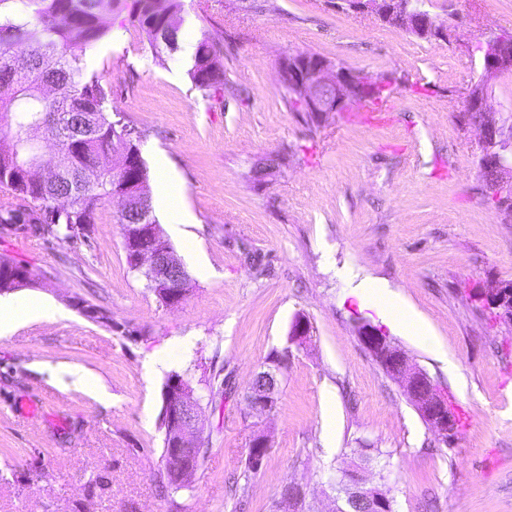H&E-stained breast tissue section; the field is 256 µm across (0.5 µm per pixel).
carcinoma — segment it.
Listing matches in <instances>:
<instances>
[{
    "instance_id": "1",
    "label": "carcinoma",
    "mask_w": 512,
    "mask_h": 512,
    "mask_svg": "<svg viewBox=\"0 0 512 512\" xmlns=\"http://www.w3.org/2000/svg\"><path fill=\"white\" fill-rule=\"evenodd\" d=\"M112 0H0V231L23 230L35 237L72 239L95 223L97 210L116 190L132 191L148 171L132 163L123 145L131 131L112 129L109 90L102 77L82 70L85 50L108 33L100 9ZM33 13H28L31 5ZM179 0H130V14L145 30L155 53L177 48ZM24 45L26 65H14ZM204 91L224 85V62L212 44L201 42L190 70ZM55 86L59 94L46 95ZM56 141L69 168L81 179L36 181L27 172L29 145L38 136ZM67 197L68 206L57 205Z\"/></svg>"
}]
</instances>
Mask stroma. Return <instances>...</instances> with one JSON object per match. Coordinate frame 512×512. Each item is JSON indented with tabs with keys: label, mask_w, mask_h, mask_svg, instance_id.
Returning <instances> with one entry per match:
<instances>
[{
	"label": "stroma",
	"mask_w": 512,
	"mask_h": 512,
	"mask_svg": "<svg viewBox=\"0 0 512 512\" xmlns=\"http://www.w3.org/2000/svg\"><path fill=\"white\" fill-rule=\"evenodd\" d=\"M183 0L194 32L220 50L225 87L202 91L180 51L154 59L119 0L91 52L112 110L135 126L146 166L172 163L192 223L171 238L189 276L178 306L162 304L129 269L118 205L89 236L0 234V258L27 265L17 298L46 319L0 338V512H280L296 483L311 512L352 459L393 512H512V324L482 295L512 282V223L478 176L482 143L461 125L481 74L475 46L512 36V0H427L449 39L342 9V0ZM313 54L382 77L389 123L359 113L294 112L284 59ZM384 281L424 328L414 335L351 294ZM100 310L86 317L82 306ZM308 336L291 338L296 318ZM383 327L443 388L460 418L450 443L429 432L399 382L357 338ZM189 347L172 371L200 404L204 458L188 488L170 492L163 388L148 355ZM278 359L274 412L255 415V375ZM99 376L104 408L46 368ZM271 432L259 471L251 437Z\"/></svg>",
	"instance_id": "1"
}]
</instances>
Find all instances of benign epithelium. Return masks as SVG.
<instances>
[{
    "instance_id": "7a95c632",
    "label": "benign epithelium",
    "mask_w": 512,
    "mask_h": 512,
    "mask_svg": "<svg viewBox=\"0 0 512 512\" xmlns=\"http://www.w3.org/2000/svg\"><path fill=\"white\" fill-rule=\"evenodd\" d=\"M348 7L356 14L377 19L392 17L408 31L432 30L444 35L443 28L422 9V0H348ZM478 50L490 67L489 76L512 69V38L490 36L478 42ZM281 78L283 83L292 82L303 92L302 104L308 112H344L349 101L375 95L372 85L356 79L348 69L304 54L282 63ZM478 128L483 148L493 156L500 173L490 187L491 196L497 201L511 200L512 182L501 174L512 171V113L501 120L480 123ZM125 246L132 252L134 268L149 283L165 289L167 305L175 306L183 300L187 273L174 251L159 240L158 225H129ZM485 301L489 307L499 310V317L512 320L511 285L499 286ZM358 339L386 373L401 383L423 422L444 440H454L457 422L448 404V394L424 370L410 364L382 328L362 322L358 326ZM262 377L261 387L250 388L249 403L254 410L270 413L277 403L279 380L271 371ZM163 400L162 417L171 430L166 444V470L181 480L192 471L200 454L199 403L184 379L175 375L166 381ZM362 470L359 461L347 465L343 471L344 496L333 499L327 512H392L389 499L378 487L367 485ZM282 501L288 504L289 512H306L305 492L298 484L284 488Z\"/></svg>"
}]
</instances>
